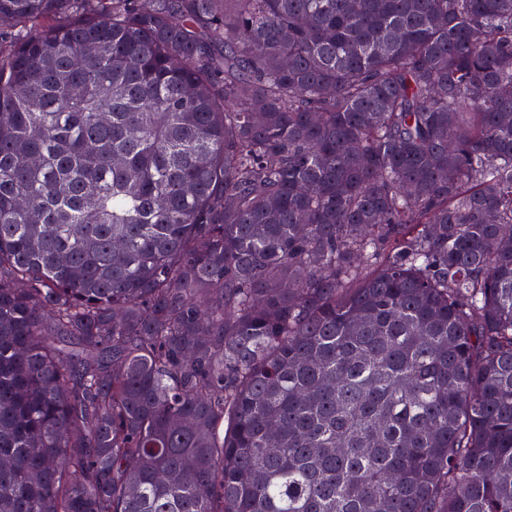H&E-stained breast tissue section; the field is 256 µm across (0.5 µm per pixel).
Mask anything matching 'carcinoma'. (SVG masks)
<instances>
[{
	"mask_svg": "<svg viewBox=\"0 0 512 512\" xmlns=\"http://www.w3.org/2000/svg\"><path fill=\"white\" fill-rule=\"evenodd\" d=\"M0 20V512H512V0Z\"/></svg>",
	"mask_w": 512,
	"mask_h": 512,
	"instance_id": "obj_1",
	"label": "carcinoma"
}]
</instances>
